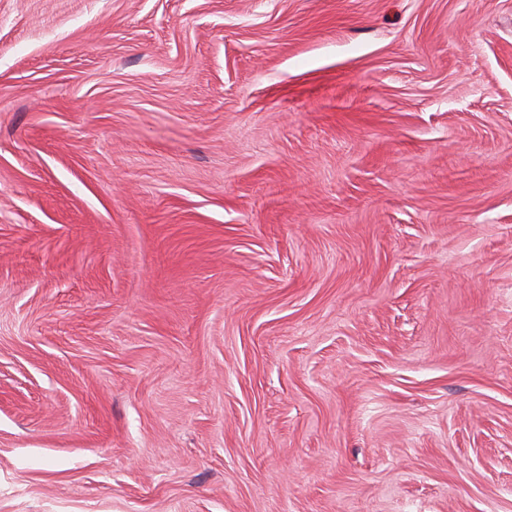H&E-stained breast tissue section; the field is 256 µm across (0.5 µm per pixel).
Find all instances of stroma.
I'll return each mask as SVG.
<instances>
[{
    "mask_svg": "<svg viewBox=\"0 0 512 512\" xmlns=\"http://www.w3.org/2000/svg\"><path fill=\"white\" fill-rule=\"evenodd\" d=\"M0 512H512V0H0Z\"/></svg>",
    "mask_w": 512,
    "mask_h": 512,
    "instance_id": "obj_1",
    "label": "stroma"
}]
</instances>
